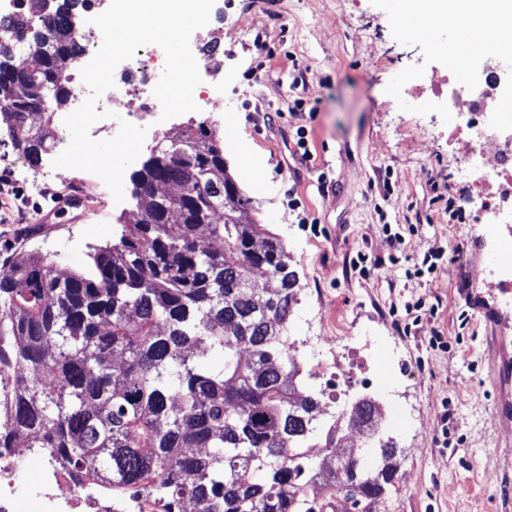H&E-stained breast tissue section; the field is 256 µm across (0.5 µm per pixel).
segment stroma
Returning a JSON list of instances; mask_svg holds the SVG:
<instances>
[{
  "label": "stroma",
  "mask_w": 512,
  "mask_h": 512,
  "mask_svg": "<svg viewBox=\"0 0 512 512\" xmlns=\"http://www.w3.org/2000/svg\"><path fill=\"white\" fill-rule=\"evenodd\" d=\"M211 16L224 22L213 56L232 112L215 124L205 103L156 123L154 138L205 124L254 223L283 241L297 277L289 341L308 389L322 386L306 367L309 337H399L378 409L397 469L375 512H512V292L495 286L492 232L474 220L441 117L400 110L413 89L385 92L424 64L420 47L394 40L370 0H215ZM243 148L259 181L238 165ZM53 161L31 166L0 136V173L17 175L0 190V269L34 252L88 268L137 220L131 179L118 202L99 176ZM36 175L89 183L84 206L42 223ZM20 208L31 216L23 232L12 224Z\"/></svg>",
  "instance_id": "1"
}]
</instances>
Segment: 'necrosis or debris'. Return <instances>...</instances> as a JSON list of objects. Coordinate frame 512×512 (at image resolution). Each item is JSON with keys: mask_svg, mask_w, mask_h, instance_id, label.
Segmentation results:
<instances>
[{"mask_svg": "<svg viewBox=\"0 0 512 512\" xmlns=\"http://www.w3.org/2000/svg\"><path fill=\"white\" fill-rule=\"evenodd\" d=\"M165 62L164 52L155 45L137 49L127 62L124 74L115 80V86L105 91L96 101L104 119L95 123L93 132L115 137L121 121L142 127L161 108L154 97ZM504 64L489 57L483 61L484 87L481 91L469 90L456 79H449L447 90H435V97L448 100L453 116L448 125V141L457 146L463 164L458 174L471 180L474 191L470 204L477 221L488 224L494 231L492 258L496 271L501 275V287H512V143L497 141L489 125V106L492 93L499 85V75ZM131 97L136 102L135 111L125 113L123 119L108 117L115 98ZM495 146L496 156L492 166H485L483 158L487 146ZM14 452L0 453V512H13V503L20 484H27L34 492L38 512H77L81 504L94 505V512H147L148 504L137 501L135 510L118 501L101 499L50 466H43L35 473L17 479L13 468Z\"/></svg>", "mask_w": 512, "mask_h": 512, "instance_id": "necrosis-or-debris-1", "label": "necrosis or debris"}]
</instances>
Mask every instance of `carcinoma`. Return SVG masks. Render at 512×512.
<instances>
[{
    "instance_id": "1",
    "label": "carcinoma",
    "mask_w": 512,
    "mask_h": 512,
    "mask_svg": "<svg viewBox=\"0 0 512 512\" xmlns=\"http://www.w3.org/2000/svg\"><path fill=\"white\" fill-rule=\"evenodd\" d=\"M52 0L34 30L58 44L0 69L5 135L27 161L54 147L41 98L63 105L77 54L78 5ZM175 178L179 193L151 198L141 220L92 256L87 273L60 272L40 255L0 272V448H36L96 493L138 494L179 512H353L392 485L395 450L373 468L344 447L341 472L310 453L319 396L305 389L288 344L294 271L281 240L241 224L248 200L226 172L224 148L203 125L157 142L132 178L135 198ZM267 252L254 255L256 237ZM220 239V250L205 245ZM278 276L277 303L238 284ZM213 353L218 367L196 356Z\"/></svg>"
}]
</instances>
